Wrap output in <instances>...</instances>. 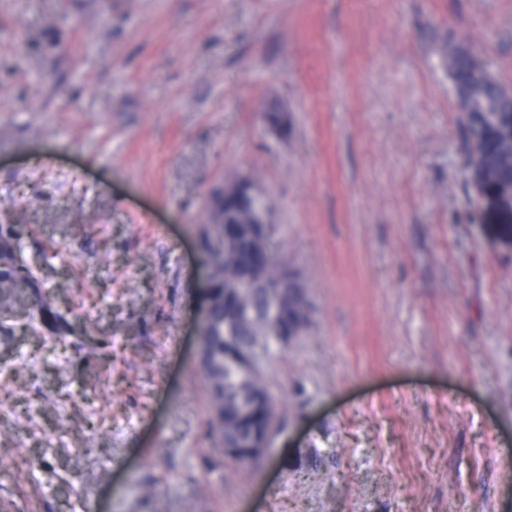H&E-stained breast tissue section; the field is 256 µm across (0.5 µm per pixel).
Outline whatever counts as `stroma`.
Masks as SVG:
<instances>
[{
    "label": "stroma",
    "mask_w": 512,
    "mask_h": 512,
    "mask_svg": "<svg viewBox=\"0 0 512 512\" xmlns=\"http://www.w3.org/2000/svg\"><path fill=\"white\" fill-rule=\"evenodd\" d=\"M445 41L512 90V0H0V236L36 276L0 294V512H512V199L461 171ZM234 172L310 306L246 468L197 335Z\"/></svg>",
    "instance_id": "1"
}]
</instances>
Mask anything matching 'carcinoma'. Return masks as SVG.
Here are the masks:
<instances>
[{
  "label": "carcinoma",
  "instance_id": "cac0c4a2",
  "mask_svg": "<svg viewBox=\"0 0 512 512\" xmlns=\"http://www.w3.org/2000/svg\"><path fill=\"white\" fill-rule=\"evenodd\" d=\"M439 53L448 67L460 112L467 113L462 121V135L465 145L464 168L470 169L473 159V144L484 140L485 129L500 120L496 112L499 97L507 94L506 88L480 60L462 46L443 44ZM9 261L14 264L12 277L0 278V288H12L20 282L30 280V270L19 264V254L13 242H8ZM249 259V243L242 239L235 248L210 251L208 261L217 279L218 286L232 296L231 311L239 312L234 335L248 342L258 350L268 347L269 337L276 333V326L265 316V295L260 288L241 289L240 271ZM266 278L278 277L288 261L269 248L262 257ZM229 313H218L206 326V341L209 366L203 371L209 403L212 409L223 406L224 424L212 421V428L224 432L226 437H246L265 423L264 410L253 404V395L264 394L270 401H276L265 373L258 370L242 369L237 365L233 347L224 342V322Z\"/></svg>",
  "mask_w": 512,
  "mask_h": 512
}]
</instances>
